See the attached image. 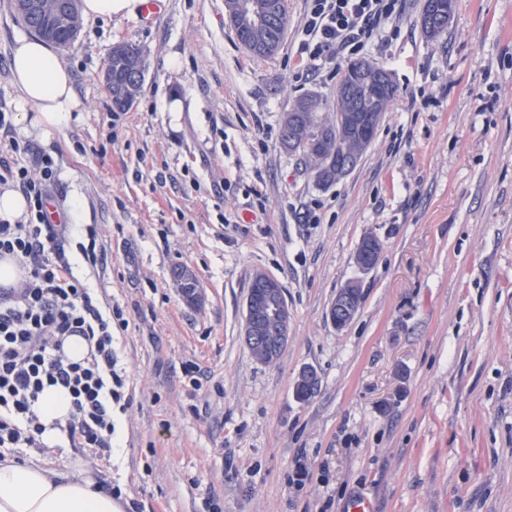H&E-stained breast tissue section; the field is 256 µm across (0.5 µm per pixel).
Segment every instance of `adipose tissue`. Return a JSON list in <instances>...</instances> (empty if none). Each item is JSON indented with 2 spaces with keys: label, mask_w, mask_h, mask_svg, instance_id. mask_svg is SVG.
<instances>
[{
  "label": "adipose tissue",
  "mask_w": 512,
  "mask_h": 512,
  "mask_svg": "<svg viewBox=\"0 0 512 512\" xmlns=\"http://www.w3.org/2000/svg\"><path fill=\"white\" fill-rule=\"evenodd\" d=\"M18 90L21 134L68 126L84 106L72 71L38 38H20L9 61ZM0 512H119L112 493L91 474L72 475L31 463H0Z\"/></svg>",
  "instance_id": "1"
}]
</instances>
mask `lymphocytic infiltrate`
<instances>
[{"mask_svg":"<svg viewBox=\"0 0 512 512\" xmlns=\"http://www.w3.org/2000/svg\"><path fill=\"white\" fill-rule=\"evenodd\" d=\"M398 9V0H311L303 30L313 55L332 52L342 60L358 54ZM56 178L46 155L34 169L0 160V184L20 190L29 204L27 221H0V260L12 259L21 272L16 284L0 289V449L44 447L43 400L56 389L71 406L56 426L62 447L108 450L114 414L130 406L112 336L128 321L75 275L72 252L89 267L102 263L103 233L91 224L71 239L66 225L49 223L46 204ZM72 336L87 344L83 359L64 352Z\"/></svg>","mask_w":512,"mask_h":512,"instance_id":"f902f5d3","label":"lymphocytic infiltrate"}]
</instances>
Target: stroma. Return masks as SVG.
Instances as JSON below:
<instances>
[{
  "instance_id": "stroma-1",
  "label": "stroma",
  "mask_w": 512,
  "mask_h": 512,
  "mask_svg": "<svg viewBox=\"0 0 512 512\" xmlns=\"http://www.w3.org/2000/svg\"><path fill=\"white\" fill-rule=\"evenodd\" d=\"M425 0L361 55L397 88L357 166L324 185L280 144L304 95L332 115L344 66L311 56L308 0H286L281 50L237 40L224 0H164L140 15L81 22L57 54L85 110L20 138V160L53 157L52 195L101 225L107 260L77 261L128 321L114 333L131 399L115 449L19 448L17 463L90 471L122 512H512V0H455L427 38ZM28 29L0 0V112L15 109L9 58ZM136 44L144 80L117 110L104 72ZM179 97L183 109L167 104ZM382 245L361 271L366 236ZM202 299L183 302L176 270ZM283 285L288 345L271 363L242 337L256 272ZM364 298L344 329L340 288ZM320 383L300 401L304 369ZM347 289L348 288H342L338 292V294L336 295V300L333 302V304L331 305V307L328 311V316H329L330 321L333 322V320H335L336 327L339 329L346 327V325L349 323V321L345 320L343 322V321H339L338 319H336V311L339 313L346 311L347 316L354 317L356 314V309H359V306H360V304L362 302V298H363L362 287L359 284V286H356L355 288L352 289V294L356 301V309H355L352 306V302L350 299V293L348 292ZM337 307L340 308L341 310H336Z\"/></svg>"
}]
</instances>
